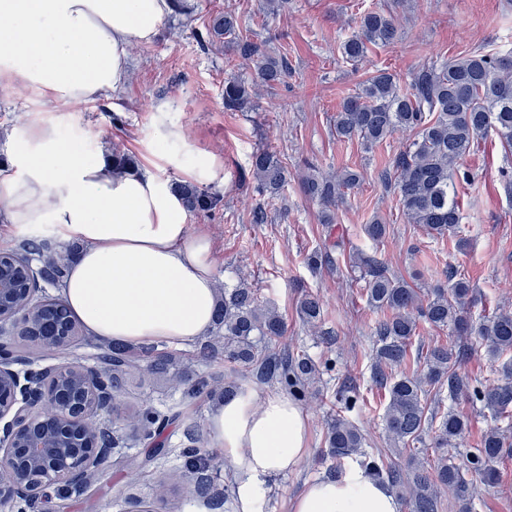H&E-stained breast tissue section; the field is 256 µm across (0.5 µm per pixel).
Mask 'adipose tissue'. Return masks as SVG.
<instances>
[{
  "mask_svg": "<svg viewBox=\"0 0 512 512\" xmlns=\"http://www.w3.org/2000/svg\"><path fill=\"white\" fill-rule=\"evenodd\" d=\"M169 0H0V91L36 97L12 128L0 169V220L80 244L62 290L92 337L185 345L210 329L217 301L213 242L191 234L173 184L151 165L120 171L104 152L61 140L64 113L125 85L133 46L160 33ZM51 102L55 112L43 111ZM235 475L236 512H264L273 477L309 453V423L287 395L249 384L208 416ZM284 512H402L362 466L316 478Z\"/></svg>",
  "mask_w": 512,
  "mask_h": 512,
  "instance_id": "1",
  "label": "adipose tissue"
}]
</instances>
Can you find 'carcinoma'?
I'll use <instances>...</instances> for the list:
<instances>
[{
    "label": "carcinoma",
    "instance_id": "1",
    "mask_svg": "<svg viewBox=\"0 0 512 512\" xmlns=\"http://www.w3.org/2000/svg\"><path fill=\"white\" fill-rule=\"evenodd\" d=\"M398 37L392 14L369 11L360 17L357 30L342 41L340 52L344 59L357 64L367 57L369 46L388 44ZM217 42L234 46L239 56L251 63L256 75L249 84L236 79L224 83V110L228 112L251 111L259 89L274 88L288 74L287 59L270 54L242 35L237 17L228 10L217 14L206 37L200 38L203 46ZM334 128L338 138L356 139L367 150L397 129L412 132L413 139L397 154L392 171L382 175V181L397 191L410 223L421 226L431 236H454L462 221L455 201L454 174L471 146L492 132L504 148L512 150V48L481 51L439 66H424L406 88L400 86L395 75L379 70L356 95L344 100L334 117ZM251 170L259 194L271 200L280 196L287 184V168L277 153L256 151ZM361 180L362 174L357 170L323 174L313 169L301 183L304 192L322 206L323 223L330 224L331 209L343 200L346 190ZM181 195L187 211L193 213H208L219 203L216 194L193 185L181 186ZM363 230L368 238L381 242L388 226L375 218ZM46 250L44 241L26 238L16 253L38 256V278L55 286L64 281L66 264L60 258L44 256ZM352 268L365 283L369 304L383 312L373 327L376 340L372 346L371 380L388 394L386 432L393 442L405 446L410 462L403 468L363 452L359 427L339 410L327 422V455L338 467L347 459L360 456L361 466L400 489L408 512H439L445 490L458 503L460 512H473V483L445 453L467 430L469 418L452 409L433 424L426 412L431 395L426 386L436 385L439 393L448 389V399L452 401H476L504 414L512 407V365L502 367L503 383L479 387L459 372L463 351L455 344L436 342L429 346L423 356L427 372L422 376L411 371L415 364L411 347L417 321L422 320L435 330L449 329L459 338L479 336L494 357L512 353V312L502 310L475 326L466 316L473 287L464 277L451 274L450 287L434 288L423 297L374 255L357 254ZM299 313L303 322L316 325L322 315L319 299L305 296ZM70 317L64 302L54 298L36 318L33 330L22 332V338L46 340ZM214 327L224 331V366L229 370L224 378L226 398L239 389L236 376L246 375L260 382L277 383L300 401L305 388L319 375L320 365L309 355L276 351L286 335V323L274 308L260 305L255 290L245 282L224 289V296L216 305ZM97 360L114 393L133 377L168 374L177 367L176 357L171 354L157 353L152 346L121 342L112 343L98 354ZM175 377L186 384L178 410L164 412L142 405L130 416V426L137 433L138 443L161 449V456L165 457L169 450L159 440L161 432L173 421L182 420L188 445L180 449L182 466L173 470L170 477L176 483L194 485L197 497L214 509L220 502L209 493L212 481L205 464L217 456L205 448V440L193 424L195 403L211 394V379L187 372H177ZM427 425L434 427V447L443 450L432 463L424 461L426 449L416 447L422 442ZM509 453L512 434L490 428L471 455L470 464L478 477L493 483L498 480L496 464Z\"/></svg>",
    "mask_w": 512,
    "mask_h": 512
}]
</instances>
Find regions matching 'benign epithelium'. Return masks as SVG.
Returning <instances> with one entry per match:
<instances>
[{
	"label": "benign epithelium",
	"instance_id": "benign-epithelium-1",
	"mask_svg": "<svg viewBox=\"0 0 512 512\" xmlns=\"http://www.w3.org/2000/svg\"><path fill=\"white\" fill-rule=\"evenodd\" d=\"M33 273L20 280L0 269V349L12 345L4 335L20 331L42 304ZM15 355L0 352V509L52 512L54 497L110 469L113 449L101 444L104 419L118 422L112 389L102 370L64 361L19 369Z\"/></svg>",
	"mask_w": 512,
	"mask_h": 512
}]
</instances>
